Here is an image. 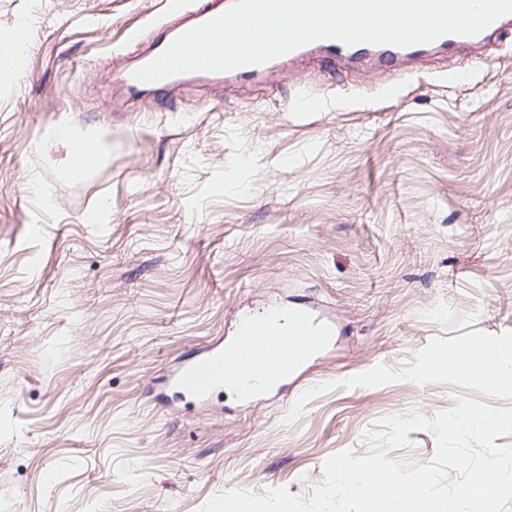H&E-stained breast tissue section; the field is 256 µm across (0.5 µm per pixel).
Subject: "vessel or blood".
I'll return each instance as SVG.
<instances>
[{
  "label": "vessel or blood",
  "instance_id": "b4317fda",
  "mask_svg": "<svg viewBox=\"0 0 512 512\" xmlns=\"http://www.w3.org/2000/svg\"><path fill=\"white\" fill-rule=\"evenodd\" d=\"M511 29L512 14H506L474 36L445 35L430 43L404 47L368 43L346 45L322 39L287 53L286 58L291 61L315 51L333 65L374 59L389 71L383 93L392 97L404 87L411 63L423 59L429 51H465L469 54V65L481 63L486 61V51L492 42ZM179 81V76L175 75L157 84L143 83L128 71L121 77L123 87L133 96L159 87L171 90ZM332 334L331 325L307 308H294L285 316L279 310L269 309L240 319L233 340L213 343L185 361L175 373L172 384L177 390L204 400L230 382L237 386L241 395L249 398L258 385L272 386L287 381L311 356L328 345Z\"/></svg>",
  "mask_w": 512,
  "mask_h": 512
}]
</instances>
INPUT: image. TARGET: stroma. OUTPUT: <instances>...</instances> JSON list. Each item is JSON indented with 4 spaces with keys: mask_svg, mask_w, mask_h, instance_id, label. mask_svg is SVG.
<instances>
[{
    "mask_svg": "<svg viewBox=\"0 0 512 512\" xmlns=\"http://www.w3.org/2000/svg\"><path fill=\"white\" fill-rule=\"evenodd\" d=\"M166 2L0 0V27L33 18L0 76V512L308 496L385 416L512 407V385L436 358L476 338L512 355V31L465 83L432 53L394 99L382 68L313 55L128 97L116 77L176 23ZM301 83L335 106L288 111ZM61 120L108 129V159L61 178L75 145L33 148ZM268 305L336 326L287 390L169 387Z\"/></svg>",
    "mask_w": 512,
    "mask_h": 512,
    "instance_id": "stroma-1",
    "label": "stroma"
}]
</instances>
